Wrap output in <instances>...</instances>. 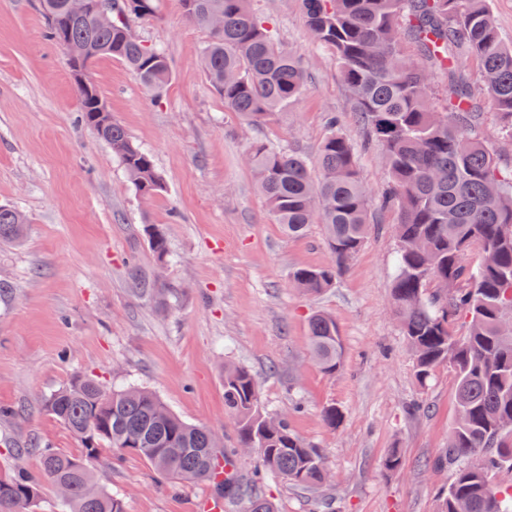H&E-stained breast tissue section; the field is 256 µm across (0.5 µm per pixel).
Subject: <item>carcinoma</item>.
Masks as SVG:
<instances>
[{
	"label": "carcinoma",
	"instance_id": "carcinoma-1",
	"mask_svg": "<svg viewBox=\"0 0 512 512\" xmlns=\"http://www.w3.org/2000/svg\"><path fill=\"white\" fill-rule=\"evenodd\" d=\"M155 0H115L112 25L75 17L67 0H41L49 37L66 61L112 57L140 83L161 93L171 80L166 54L132 38L128 17L154 16ZM189 21L211 33L202 62L224 109L259 125L298 99L308 75L300 56L283 47L250 0H181ZM308 30L331 50L362 121L382 150L391 186L381 204L398 213L399 250L392 299L403 336L416 356V374L427 381L447 364L455 382L457 417L448 448L436 465L453 471L439 512H512V172L476 136L483 102L462 72L477 64L485 99L512 139V45L498 36L488 0H302ZM443 80L442 95L430 93ZM80 122L112 147L139 195L163 189L152 155L112 120L100 91L76 87ZM246 159L275 223L291 237L309 224L325 227L329 250L341 264L368 234L372 198L360 181L347 138L330 131L315 160L296 148L252 143ZM27 217L0 205V241L24 237ZM152 252L166 260L168 239L159 224L146 225ZM478 248L480 264L468 252ZM336 266L301 267L291 285L308 293L333 286ZM454 285L444 294L434 283ZM469 322L465 336L450 326ZM309 338L321 368H340L343 345L336 321L318 312ZM45 410L80 444L74 454L37 448L34 475L0 470V512H37L43 484L63 485L60 512H125L122 499L99 487L93 466L105 449L134 454L173 483L206 481L227 499L241 483L224 476V448L213 431L174 414L150 390H107L93 379L73 377L43 401ZM224 407L234 419L238 447L255 449L257 474L317 489L326 483L323 457L291 428L259 407L251 371L224 367ZM245 512H277L253 481Z\"/></svg>",
	"mask_w": 512,
	"mask_h": 512
}]
</instances>
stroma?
Segmentation results:
<instances>
[{
  "label": "stroma",
  "instance_id": "stroma-1",
  "mask_svg": "<svg viewBox=\"0 0 512 512\" xmlns=\"http://www.w3.org/2000/svg\"><path fill=\"white\" fill-rule=\"evenodd\" d=\"M252 7L309 74L301 99L264 125L225 111L201 61L209 32L185 18L179 0H156L153 17L129 20L170 60L161 94L117 59L94 64L113 119L163 178V192L144 199L111 148L80 124V101L39 0H0V205L29 218L21 241L0 242V406L15 411L0 417V468L36 472L34 444L78 452L42 401L83 375L108 389L147 388L187 422L222 432L249 484L257 455L238 450L224 408L221 367L234 363L254 374L262 409L287 416L330 473L315 491L267 477L262 490L279 512H438L452 471L434 461L448 446L455 389L444 366L417 379L396 322V212L374 210L363 246L332 288L302 292L289 282L293 270L335 261L324 229L311 224L288 236L245 161L255 140L315 155L333 117L376 195L389 183L381 149L369 142L333 54L313 43L302 0ZM148 224L166 231L165 263L149 248ZM136 277L153 295L133 293ZM317 311L335 319L343 338L333 373L311 355L308 319ZM330 405L342 413L333 429L321 420ZM393 448L403 457L397 472L383 467ZM94 472L126 512H197L213 493L203 482L170 487L141 458L117 460L108 450Z\"/></svg>",
  "mask_w": 512,
  "mask_h": 512
}]
</instances>
